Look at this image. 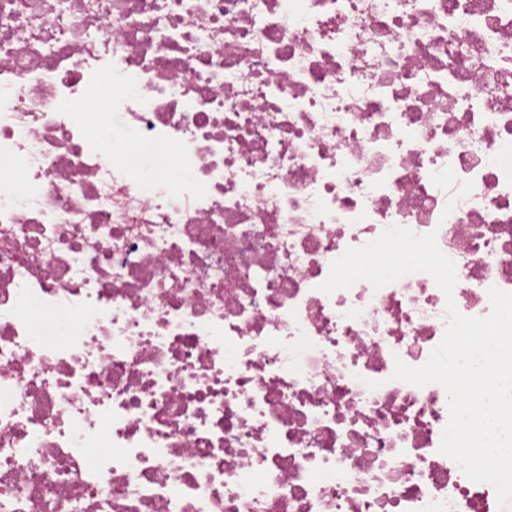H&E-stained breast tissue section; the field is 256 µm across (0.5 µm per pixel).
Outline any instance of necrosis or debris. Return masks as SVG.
Listing matches in <instances>:
<instances>
[{"label":"necrosis or debris","instance_id":"obj_1","mask_svg":"<svg viewBox=\"0 0 512 512\" xmlns=\"http://www.w3.org/2000/svg\"><path fill=\"white\" fill-rule=\"evenodd\" d=\"M392 225L512 292V0H0V512H496Z\"/></svg>","mask_w":512,"mask_h":512}]
</instances>
